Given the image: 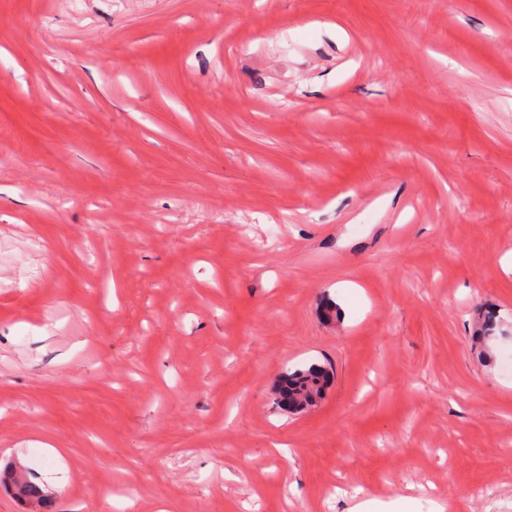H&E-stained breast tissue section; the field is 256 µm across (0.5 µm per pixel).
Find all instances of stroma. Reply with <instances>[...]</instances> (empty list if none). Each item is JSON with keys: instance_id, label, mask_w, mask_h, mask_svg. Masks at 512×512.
Segmentation results:
<instances>
[{"instance_id": "35a3bbf8", "label": "stroma", "mask_w": 512, "mask_h": 512, "mask_svg": "<svg viewBox=\"0 0 512 512\" xmlns=\"http://www.w3.org/2000/svg\"><path fill=\"white\" fill-rule=\"evenodd\" d=\"M1 17L0 470L51 512H512V0ZM329 380V373L321 366L314 364L307 369H296L284 378L277 402L289 411H303L323 397ZM7 479L14 490L15 497L21 502V504L28 505L30 502H36L39 505V509L48 511L51 501L47 495L31 481L26 479L25 475L22 480L15 479V470L10 467L7 473H2L0 477L1 484H5L4 480Z\"/></svg>"}]
</instances>
